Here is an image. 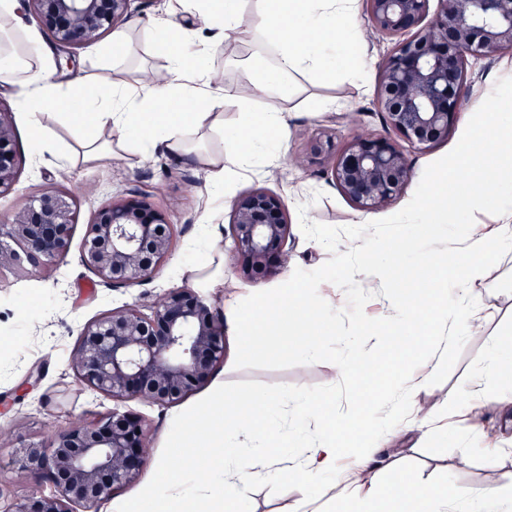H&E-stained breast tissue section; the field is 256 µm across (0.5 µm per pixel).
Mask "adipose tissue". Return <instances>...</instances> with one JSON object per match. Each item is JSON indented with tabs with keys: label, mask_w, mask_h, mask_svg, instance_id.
<instances>
[{
	"label": "adipose tissue",
	"mask_w": 512,
	"mask_h": 512,
	"mask_svg": "<svg viewBox=\"0 0 512 512\" xmlns=\"http://www.w3.org/2000/svg\"><path fill=\"white\" fill-rule=\"evenodd\" d=\"M182 7L198 10L208 26L240 38L273 46L275 52L265 72L249 92L229 88L210 89V44L179 31L172 19L153 25L169 58L163 84L134 87L128 73L112 69L94 82H55L45 67L26 65L9 46L0 47V82L19 85L17 108L31 121L38 145L53 141L51 130L39 120L56 110L80 135L77 161L87 163L112 157L137 145L148 155L157 147L174 154L193 155L207 171L214 188L226 189L250 170L259 149L284 138L283 111H262L264 99L289 100L293 78L303 73L331 77L346 63V52L358 38L357 0H258L252 16H244L242 0H176ZM235 106L251 119V136L236 141L232 159L223 152L206 149L205 140L224 132V108ZM486 124L481 134L499 144L496 163H489L477 146L462 155L465 179L448 183L439 179L433 191L419 195L408 216L409 223L430 221L437 234L432 256L408 265L402 249L380 247L374 239L358 238L352 248L356 264L350 276L371 285L410 274L416 286L388 301L390 318L408 323L409 336L384 340L373 328L369 340L386 344L396 358L428 357L433 343L445 344L485 327L492 312L482 309L484 288L490 287L491 261L512 245V111L505 109L496 93L486 98ZM500 184L496 200V225H468L460 242L451 243L443 233L454 224L466 223L474 200L487 191L488 181ZM452 259V278H432L433 258ZM432 312L438 326L436 341L424 340L419 320ZM431 371L418 374L411 383L378 401L361 398V405L375 414L364 422L355 437L356 455L347 468H339V439L333 419L320 401L305 395L295 401L272 398L262 392L231 395L216 388L208 400L205 423L188 415L176 419L173 447L184 449L181 470L166 472L127 505V512H246V490L251 480L265 477L303 485L300 497L283 504L281 512H324L317 494L326 480L341 485L347 498L366 512L371 499L382 495L393 504L392 512H448V492L440 486L404 476L385 484L381 476L390 465L379 459V449L388 447L401 431L415 423L414 397L427 387ZM322 422L320 434L307 436L308 419ZM198 477L194 490H187L185 473ZM471 512H512V475L479 489L469 490Z\"/></svg>",
	"instance_id": "adipose-tissue-1"
}]
</instances>
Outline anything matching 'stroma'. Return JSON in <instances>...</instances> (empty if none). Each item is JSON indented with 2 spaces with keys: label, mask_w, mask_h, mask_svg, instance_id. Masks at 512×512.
Wrapping results in <instances>:
<instances>
[{
  "label": "stroma",
  "mask_w": 512,
  "mask_h": 512,
  "mask_svg": "<svg viewBox=\"0 0 512 512\" xmlns=\"http://www.w3.org/2000/svg\"><path fill=\"white\" fill-rule=\"evenodd\" d=\"M163 8L162 0H132L131 18L116 26L117 31L127 36L123 50H114L112 36L107 33L94 45L78 50L71 65L46 39L35 18L20 15L19 24L27 40L41 49L37 64L47 66L57 82L92 79L115 67L128 70L130 80L138 82L167 67V57L150 31L151 22ZM357 21L362 35L350 55L354 61L366 64L365 81H305L303 94L288 114V127L280 146L271 154L260 155L256 165L238 179L236 192L266 188L282 198L289 210L307 204L308 221L334 227L391 216L412 199L414 192L409 189L384 208L359 210L332 184L320 159L308 154L309 144L315 138L330 135L332 145L337 146L347 137L348 126L336 122L339 113L361 112L369 129L381 128L374 99L378 65L391 43L366 35V12H359ZM269 54L268 47L229 37L216 42L209 67L223 72L224 85L243 88L248 84V73L240 67V59ZM471 72L465 90L466 107L447 140L428 150H411L414 179H421L428 164L456 146L488 92H498L503 102L512 103V52L472 60ZM316 97L334 98L335 104L312 111L310 101ZM0 103L13 110L16 150L23 168L14 189L0 196V220L7 218L20 202L50 187L69 191L77 210L70 250L62 262L38 268L23 277L7 268L0 270V400L8 404L6 413L0 414V492L8 498L20 499L50 490L40 478L19 468L17 460L24 448L47 441L51 431L67 428L76 419L90 421L113 407L110 398L86 389L69 366L70 354L87 321L116 307L150 303L156 295L177 287L196 289L220 309L227 299L240 301L252 293L281 285L294 269L314 270L331 254L318 242L307 239L297 227L289 245L288 266L280 275L242 279L234 268L232 243L224 237L228 214L215 211L205 175L192 160L160 150L143 157L132 150L109 160L74 165L69 157L77 147L76 134L58 114L49 111L42 115V123L52 128L57 138L55 146L38 150L32 145L33 130L27 118L16 109V87L0 83ZM298 156L304 157L303 165L295 164ZM118 191L148 194L161 205L171 198L179 202L169 216L178 234L173 256L153 279L130 288L103 285L80 261L86 225ZM211 238L217 241L216 251L202 255L204 243ZM493 268V286L485 301L496 316L485 330L471 333L449 348L442 367L416 398L419 417L438 416L448 408L449 390L470 385L490 356L491 332L512 334V254L496 258ZM224 339V361L215 370L211 384L166 407L139 401L127 403V410L150 423L152 451L139 476L89 512H122L125 502L157 477L159 467L169 465L174 453L167 441L171 418L182 412L200 417L215 383L259 381L315 386L331 385L341 378L336 365L330 362L281 370L239 369L234 365L233 320L224 322ZM37 366L42 369L41 379L36 387L26 388L24 379ZM462 427L461 418L456 415L448 433L429 435L416 428L400 434L388 450L397 465L384 474V482L408 473L451 493L490 484L484 457L479 449L467 448ZM301 491L295 482L257 479L250 486L249 507L251 512H279L285 500L300 496Z\"/></svg>",
  "instance_id": "obj_1"
}]
</instances>
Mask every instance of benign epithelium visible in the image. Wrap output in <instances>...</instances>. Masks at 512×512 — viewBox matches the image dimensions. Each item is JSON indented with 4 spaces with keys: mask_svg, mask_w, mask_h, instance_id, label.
I'll list each match as a JSON object with an SVG mask.
<instances>
[{
    "mask_svg": "<svg viewBox=\"0 0 512 512\" xmlns=\"http://www.w3.org/2000/svg\"><path fill=\"white\" fill-rule=\"evenodd\" d=\"M56 48L76 50L127 19L131 0H22ZM365 0L370 34L393 40L379 65L376 108L388 135L358 121L344 142L326 152L324 171L358 208H383L413 178L404 144L429 149L448 139L461 114L469 60L512 50V0ZM11 110L0 107V194L18 174ZM148 195L113 196L86 224L81 261L112 287L152 279L175 243L168 213ZM76 209L71 194L50 188L0 223V268L26 270L63 260ZM293 222L284 201L263 187L237 196L224 236L235 269L246 280L275 277L288 262ZM224 358V320L190 288H174L146 306L113 308L84 324L70 367L88 389L117 403L164 407L202 387ZM150 429L116 407L93 422L76 421L49 445L32 444L18 460L55 491L7 503L4 512H80L106 501L140 473L150 456Z\"/></svg>",
    "mask_w": 512,
    "mask_h": 512,
    "instance_id": "7a95c632",
    "label": "benign epithelium"
}]
</instances>
